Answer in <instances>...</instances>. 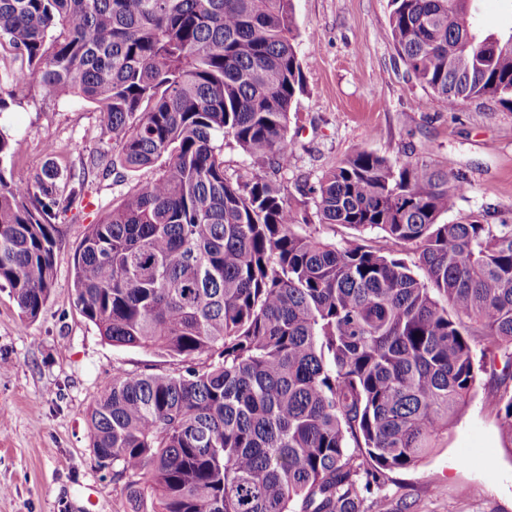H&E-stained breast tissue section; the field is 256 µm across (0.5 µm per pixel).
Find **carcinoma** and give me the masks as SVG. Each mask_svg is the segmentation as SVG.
Returning a JSON list of instances; mask_svg holds the SVG:
<instances>
[{
  "label": "carcinoma",
  "mask_w": 512,
  "mask_h": 512,
  "mask_svg": "<svg viewBox=\"0 0 512 512\" xmlns=\"http://www.w3.org/2000/svg\"><path fill=\"white\" fill-rule=\"evenodd\" d=\"M389 6L407 74L443 109L512 106V29L483 31L466 0ZM296 30L293 0H0V47L20 61L0 63V112L26 76L91 105L114 154L89 167L127 186L79 246L76 306L112 344L181 364L115 369L89 412L96 463L148 512H359L483 373L512 447V225L440 222L461 178L366 149L296 196L268 178L305 93ZM226 143L245 157L232 174ZM15 153L0 131V285L33 320L84 180L8 176ZM311 205L358 235L321 237Z\"/></svg>",
  "instance_id": "cac0c4a2"
}]
</instances>
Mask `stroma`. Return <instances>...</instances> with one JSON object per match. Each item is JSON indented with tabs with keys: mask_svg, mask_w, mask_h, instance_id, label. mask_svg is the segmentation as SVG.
Wrapping results in <instances>:
<instances>
[{
	"mask_svg": "<svg viewBox=\"0 0 512 512\" xmlns=\"http://www.w3.org/2000/svg\"><path fill=\"white\" fill-rule=\"evenodd\" d=\"M306 94L290 117L289 192L316 184L354 150L411 159L465 177L466 194L446 223L512 224V110L471 99L444 111L408 78L391 37L388 0H293ZM0 129L17 143L7 169L32 180L56 167L84 176V193L56 226V281L36 319L0 287V512H131L111 468L90 449V408L115 369H170L153 350L112 345L74 306V262L91 224L121 188L90 168L111 152L84 102L65 103L32 79L19 85ZM482 376L436 448L416 467L388 473L390 512H512V450L483 405Z\"/></svg>",
	"mask_w": 512,
	"mask_h": 512,
	"instance_id": "35a3bbf8",
	"label": "stroma"
}]
</instances>
